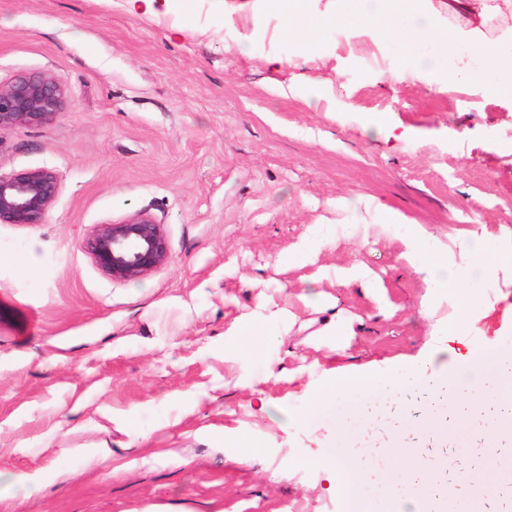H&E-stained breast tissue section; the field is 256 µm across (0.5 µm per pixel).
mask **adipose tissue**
I'll list each match as a JSON object with an SVG mask.
<instances>
[{"label":"adipose tissue","instance_id":"adipose-tissue-1","mask_svg":"<svg viewBox=\"0 0 512 512\" xmlns=\"http://www.w3.org/2000/svg\"><path fill=\"white\" fill-rule=\"evenodd\" d=\"M346 4V10L336 14V22L365 23L381 36L398 41L413 59L415 77L426 85L439 84L449 75L497 95L512 93V0H448L443 8L433 0H346ZM280 12L283 32L297 54H313L323 22L311 18L303 0H281ZM425 44L438 46V53L422 52ZM462 46L475 53L477 65L457 63ZM465 249L470 262L463 271L450 265L446 254L432 249L425 250L423 261L436 289H454L463 322L480 289L493 278L483 237L471 236ZM265 323V316L258 313L233 322L226 330L232 341L224 347L225 361L234 363L246 352L260 350Z\"/></svg>","mask_w":512,"mask_h":512}]
</instances>
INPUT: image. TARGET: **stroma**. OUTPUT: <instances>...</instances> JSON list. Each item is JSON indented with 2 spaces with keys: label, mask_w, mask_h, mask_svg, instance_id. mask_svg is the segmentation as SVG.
Instances as JSON below:
<instances>
[{
  "label": "stroma",
  "mask_w": 512,
  "mask_h": 512,
  "mask_svg": "<svg viewBox=\"0 0 512 512\" xmlns=\"http://www.w3.org/2000/svg\"><path fill=\"white\" fill-rule=\"evenodd\" d=\"M281 27L273 0H158L152 15L0 0V81L52 72L67 86L54 124L0 133L1 172L61 181L44 223L0 224V512H345L308 464L334 459L335 421L290 420L313 388L407 367L436 336L451 364L476 345L512 349V97L401 74L403 47L364 24L326 26L305 61ZM378 112L407 139L365 132ZM341 198L358 209L337 211ZM377 202L405 223L375 224ZM138 210L164 220L170 260L112 281L80 243ZM311 231L319 247L289 263ZM476 233L501 257L497 288L461 334L455 293H433L406 255L427 244L463 269ZM356 264L383 300L337 280ZM311 288L363 318L345 349L313 339L323 317L297 301ZM261 302L292 303L288 339L225 363V330ZM398 428L361 431L379 458L370 512L392 510L377 481L400 469ZM103 447L120 471L91 460ZM15 473L39 477L33 500Z\"/></svg>",
  "instance_id": "obj_1"
}]
</instances>
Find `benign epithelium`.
<instances>
[{
  "mask_svg": "<svg viewBox=\"0 0 512 512\" xmlns=\"http://www.w3.org/2000/svg\"><path fill=\"white\" fill-rule=\"evenodd\" d=\"M66 98V84L54 73L19 75L7 83L0 82V133L55 123ZM59 192V178L50 169L0 172V224L43 223ZM81 247L106 276L117 282L145 278L170 259L164 223L142 210L118 222L95 225Z\"/></svg>",
  "mask_w": 512,
  "mask_h": 512,
  "instance_id": "benign-epithelium-1",
  "label": "benign epithelium"
}]
</instances>
